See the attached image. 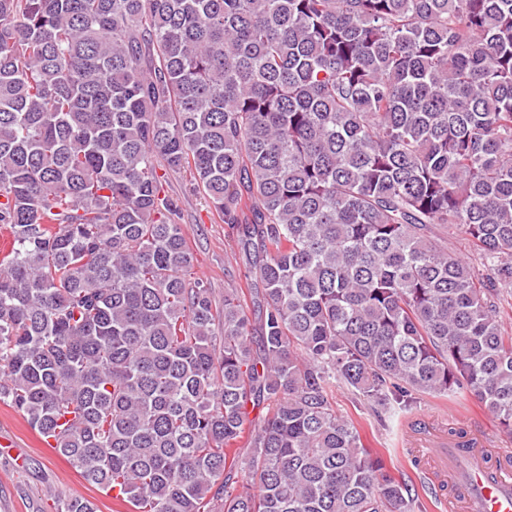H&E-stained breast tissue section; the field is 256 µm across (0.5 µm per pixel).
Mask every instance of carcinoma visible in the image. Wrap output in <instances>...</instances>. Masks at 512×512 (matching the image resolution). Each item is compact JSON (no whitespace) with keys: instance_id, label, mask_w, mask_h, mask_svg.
Listing matches in <instances>:
<instances>
[{"instance_id":"obj_1","label":"carcinoma","mask_w":512,"mask_h":512,"mask_svg":"<svg viewBox=\"0 0 512 512\" xmlns=\"http://www.w3.org/2000/svg\"><path fill=\"white\" fill-rule=\"evenodd\" d=\"M167 171L257 272L221 312ZM0 228V403L86 483L423 512L331 391L512 436V0H0Z\"/></svg>"}]
</instances>
